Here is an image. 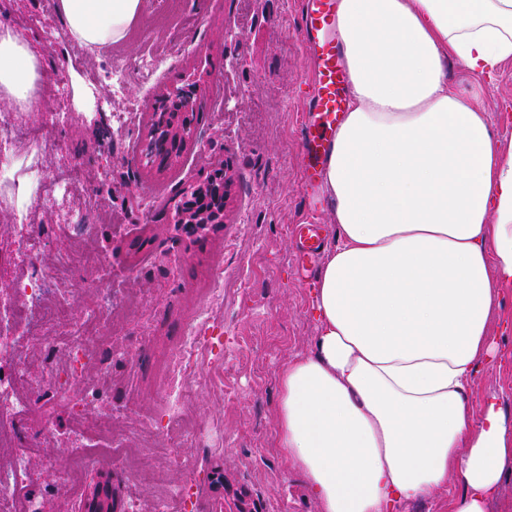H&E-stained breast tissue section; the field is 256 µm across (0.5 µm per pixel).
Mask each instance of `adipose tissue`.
Listing matches in <instances>:
<instances>
[{"label": "adipose tissue", "instance_id": "1", "mask_svg": "<svg viewBox=\"0 0 512 512\" xmlns=\"http://www.w3.org/2000/svg\"><path fill=\"white\" fill-rule=\"evenodd\" d=\"M147 0H56L67 35L126 41ZM348 109L321 189L333 206L313 351L279 376L277 446L320 512H397L445 493L488 512L512 468V419L472 404L512 288V143L448 83L512 61V0H339ZM39 62L0 25V102L39 103ZM461 476L464 488L448 494Z\"/></svg>", "mask_w": 512, "mask_h": 512}]
</instances>
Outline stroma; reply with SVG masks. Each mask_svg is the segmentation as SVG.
I'll use <instances>...</instances> for the list:
<instances>
[{
    "label": "stroma",
    "mask_w": 512,
    "mask_h": 512,
    "mask_svg": "<svg viewBox=\"0 0 512 512\" xmlns=\"http://www.w3.org/2000/svg\"><path fill=\"white\" fill-rule=\"evenodd\" d=\"M299 2L148 0L127 43L92 50L68 38L55 0H0V22L22 34L40 60L44 92L35 112L0 103V120L21 129L14 165L0 174V287L34 267L55 269L68 307L95 312L86 335L104 337L127 356L102 377L87 363L84 376L97 379L113 405H130L118 424L128 448L173 429L163 368L197 316L209 338L186 373L194 392L181 416L203 434L192 448L155 443L159 469L133 477L103 464L70 478V449L37 420L84 427L93 439L101 424L82 421L59 399L15 423L1 458L24 450L32 462L51 456L59 463L30 488L48 494L49 512H78L97 482L111 495L112 512H152L161 482L186 488L171 512H211L215 493L222 512H319L305 477L287 467L276 445L279 373L313 350L312 292L323 262L300 259L293 229L318 224L324 243L333 238L331 206L308 188L298 140L315 69L301 41ZM197 64L208 73L193 108L200 142L178 165L148 168L141 138L152 114ZM448 81L462 94L481 90L500 137L512 141V63L480 80L452 59ZM225 167L232 186L223 224L187 232L175 221L180 189ZM63 177L73 182L64 198L50 189ZM83 211L89 229L82 256L60 268L72 241L63 225ZM23 224L35 237L28 253L17 247ZM217 286L223 297L215 302ZM107 292L109 312L101 306ZM491 332L500 357L476 372L473 401L496 399L512 417V290Z\"/></svg>",
    "instance_id": "35a3bbf8"
}]
</instances>
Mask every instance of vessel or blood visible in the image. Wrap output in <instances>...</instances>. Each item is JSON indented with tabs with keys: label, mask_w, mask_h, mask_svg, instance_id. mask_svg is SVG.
Returning <instances> with one entry per match:
<instances>
[{
	"label": "vessel or blood",
	"mask_w": 512,
	"mask_h": 512,
	"mask_svg": "<svg viewBox=\"0 0 512 512\" xmlns=\"http://www.w3.org/2000/svg\"><path fill=\"white\" fill-rule=\"evenodd\" d=\"M302 43L317 57L312 112L302 125V160L309 185H317L322 158L333 142L343 111L341 90L348 80L341 52L328 33L335 24V0H303Z\"/></svg>",
	"instance_id": "1"
}]
</instances>
